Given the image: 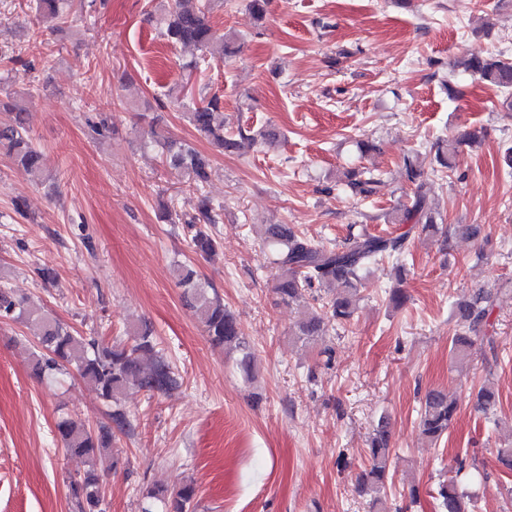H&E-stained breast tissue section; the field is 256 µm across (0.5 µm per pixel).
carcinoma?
Returning a JSON list of instances; mask_svg holds the SVG:
<instances>
[{
    "label": "carcinoma",
    "mask_w": 512,
    "mask_h": 512,
    "mask_svg": "<svg viewBox=\"0 0 512 512\" xmlns=\"http://www.w3.org/2000/svg\"><path fill=\"white\" fill-rule=\"evenodd\" d=\"M69 0H33L36 16L60 29L69 18ZM210 0H172L163 17V35L172 44L194 46L208 52L217 60H224L230 50L231 38L220 35L209 20ZM462 71L503 91H512V60L502 56L475 53L460 63ZM223 105L219 97H211L205 104L187 112L191 125L222 153H238L245 145H254L257 139L273 141L279 137L274 127H266L255 135L238 132L224 134ZM0 112L12 116L11 122L0 125V151L14 165L36 178L43 169V154L31 143L27 134L25 109L11 94L0 97ZM153 141L161 145L165 163L187 177L197 188H202L211 175L210 160L190 145L177 141L151 128ZM481 141L480 132L472 130L461 137L445 141L436 152L437 163L446 171L456 167L459 149H469ZM404 175L415 185L411 206L399 219L401 224H417L424 231H437L432 208L428 203L425 183L416 156L403 159ZM347 186L364 197L376 193L381 181L371 173L361 170L348 172ZM193 223L186 225L190 244L195 252L212 256L219 247L216 224L220 214L204 194L197 196ZM262 240L273 252L277 274L274 292L284 304H292L306 296L316 285H335L342 293L334 294L326 302V309H313L291 328L296 340L320 346L319 355L325 357L324 366L334 362L333 349L325 344L328 323L350 322L357 308L359 288L364 269L377 258L393 256L404 251L408 234L396 237H357L342 250L327 249L311 242L301 232L287 224H266L260 228ZM177 283L183 288L187 305L202 325L211 343L228 351L239 353L240 373L251 380L255 377L256 359L241 337L236 317L224 305L217 292H209L190 266L177 264L173 269ZM495 294L481 289L471 298L454 306L457 328L451 338L450 353L456 361L468 357L472 343L470 333L485 320ZM27 321L37 328L43 352L33 356L31 369L38 378L54 375L70 367L93 387L102 401L111 408L112 423L121 433L132 428V423L121 405L125 392L132 386L150 392L166 393L174 389L177 380L169 362L156 350V342L149 329L135 332L132 343L115 341L112 344L86 338L40 309L28 305L27 300L14 295L8 288L0 287V321ZM497 405L494 388L486 383L476 394L475 406L484 414L493 412ZM458 407L457 399L448 397L441 389L428 390L420 403L419 429L429 442L435 443L448 434ZM57 433L67 453L82 457L88 469L69 482L71 498L79 512H105L102 509V486L97 473V462L106 455L110 438L105 433L96 434L84 424L63 418L56 425ZM370 468L358 476L361 493L370 497L374 512H387L386 483L391 457V434L386 423L378 424L368 440ZM440 507L444 512H468L467 495L453 482H443L437 491ZM196 496L195 487L186 485L170 494L162 489H149L144 495L146 505L142 512H155L156 505L165 512H191Z\"/></svg>",
    "instance_id": "carcinoma-1"
}]
</instances>
